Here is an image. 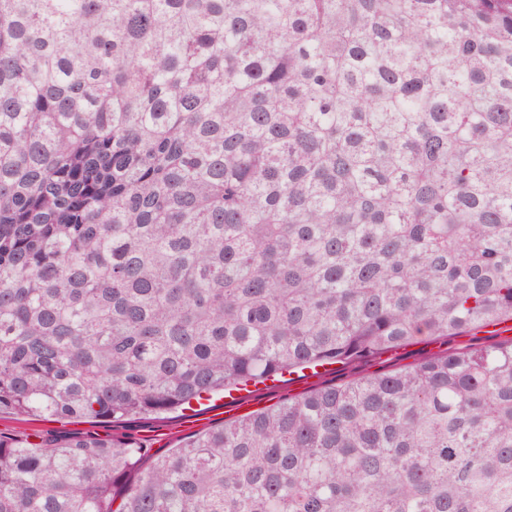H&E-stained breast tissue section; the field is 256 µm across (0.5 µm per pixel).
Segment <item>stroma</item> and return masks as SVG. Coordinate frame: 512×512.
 Masks as SVG:
<instances>
[{
	"label": "stroma",
	"mask_w": 512,
	"mask_h": 512,
	"mask_svg": "<svg viewBox=\"0 0 512 512\" xmlns=\"http://www.w3.org/2000/svg\"><path fill=\"white\" fill-rule=\"evenodd\" d=\"M507 331L499 327L476 329L446 340L423 338L401 348L378 356L354 360L344 364L323 366L319 372H297L253 387L251 392L239 393L237 399L215 398L194 406L193 409L159 416L128 418L116 422L49 423L37 417L0 416V433L25 437L35 431H63L66 433H97L102 436L122 435L136 439L141 445L157 452L174 447L203 430L236 419L250 411L271 406L289 397H298L323 385L344 379L368 376L416 363L448 349L479 347L507 339Z\"/></svg>",
	"instance_id": "35a3bbf8"
}]
</instances>
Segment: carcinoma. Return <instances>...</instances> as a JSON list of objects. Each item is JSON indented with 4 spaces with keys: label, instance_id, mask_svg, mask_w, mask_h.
<instances>
[{
    "label": "carcinoma",
    "instance_id": "carcinoma-1",
    "mask_svg": "<svg viewBox=\"0 0 512 512\" xmlns=\"http://www.w3.org/2000/svg\"><path fill=\"white\" fill-rule=\"evenodd\" d=\"M506 320L512 0H0V414ZM145 453L0 434V512H512V339Z\"/></svg>",
    "mask_w": 512,
    "mask_h": 512
}]
</instances>
